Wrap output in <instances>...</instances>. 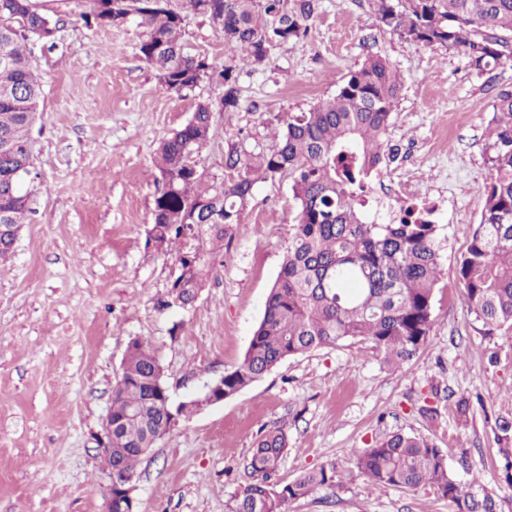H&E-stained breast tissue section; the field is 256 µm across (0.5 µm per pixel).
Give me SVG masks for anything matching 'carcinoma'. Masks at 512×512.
<instances>
[{"instance_id":"carcinoma-1","label":"carcinoma","mask_w":512,"mask_h":512,"mask_svg":"<svg viewBox=\"0 0 512 512\" xmlns=\"http://www.w3.org/2000/svg\"><path fill=\"white\" fill-rule=\"evenodd\" d=\"M87 27L120 28L138 18L147 28L141 59L174 93L186 97L206 81L219 93L201 98L187 122L159 145L163 186L154 201L146 244L178 248V273L162 308L191 305L212 266L207 257L243 223L260 179L292 178L297 223L263 318L242 363L221 377L228 399L288 358L348 341H368L389 362L411 359L427 340L441 277L438 225L390 224L357 202L392 155L390 119L403 90L397 69L371 55L351 71L332 98L303 112L270 120L271 144L225 156L228 178L186 166L212 137L216 112L240 104V75L259 68L280 44L306 38L321 0H88ZM377 19L400 36L462 53L479 71L502 63L512 34V0H374ZM199 16L236 49L218 65L184 52L185 19ZM60 20L32 0H0V224L21 229L38 191L30 129L42 97L31 63L32 40L55 46ZM7 62H1V59ZM490 182L472 241L459 263L465 304L487 331H512V92L499 95L487 138ZM112 512H135L131 478L142 453L171 427L168 388L149 345L132 340L119 387L112 389ZM499 476L512 486V418L496 421ZM288 439L280 428L259 438L249 459L251 481L229 512H284L290 500L338 485L336 465L323 464L294 480L271 483ZM356 467L384 487L430 485L456 512H496L483 489L462 486L447 454L432 441L404 432L377 441Z\"/></svg>"}]
</instances>
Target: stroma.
<instances>
[{"mask_svg": "<svg viewBox=\"0 0 512 512\" xmlns=\"http://www.w3.org/2000/svg\"><path fill=\"white\" fill-rule=\"evenodd\" d=\"M35 2L62 24L55 47H32L44 89L31 130L41 189L0 260V512H105L112 473L100 441L128 342L149 344L175 405L236 368L298 206L289 176L258 181L195 302L160 308L177 258L145 245L162 184L157 148L196 98L215 90L204 82L186 98L169 91L139 55L146 30L138 21L88 29L81 0ZM181 41L219 64L233 55L201 17H188ZM372 54L388 58L404 82L389 130L399 152L383 171L411 195L444 197L442 275L426 344L399 365L366 341L319 348L178 417L136 465L138 512H228L250 480L258 438L272 427L288 434L275 482L330 462L340 472V487L289 501L288 512H455L431 486L381 487L358 471L356 456L397 431L443 448L459 480L483 484L498 512H512L494 431L496 416L512 417V336L487 334L457 282L490 180L487 130L498 93L512 90V65L478 71L456 51L383 26L373 0H322L306 39L277 46L264 66L242 74L239 107L214 113L197 164L224 176L229 144L267 146L271 115L333 97ZM464 397L482 400L465 419L456 411Z\"/></svg>", "mask_w": 512, "mask_h": 512, "instance_id": "1", "label": "stroma"}]
</instances>
